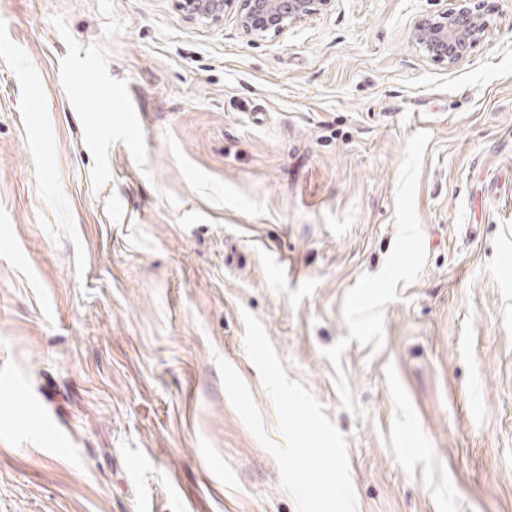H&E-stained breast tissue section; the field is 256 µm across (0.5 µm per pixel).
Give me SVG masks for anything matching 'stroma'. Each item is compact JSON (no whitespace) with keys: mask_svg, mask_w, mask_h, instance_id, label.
Masks as SVG:
<instances>
[{"mask_svg":"<svg viewBox=\"0 0 512 512\" xmlns=\"http://www.w3.org/2000/svg\"><path fill=\"white\" fill-rule=\"evenodd\" d=\"M486 5L451 68L409 39L438 0L258 44L173 0H0V512H298L247 313L356 512H512V0Z\"/></svg>","mask_w":512,"mask_h":512,"instance_id":"1","label":"stroma"}]
</instances>
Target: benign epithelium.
Wrapping results in <instances>:
<instances>
[{
  "instance_id": "obj_1",
  "label": "benign epithelium",
  "mask_w": 512,
  "mask_h": 512,
  "mask_svg": "<svg viewBox=\"0 0 512 512\" xmlns=\"http://www.w3.org/2000/svg\"><path fill=\"white\" fill-rule=\"evenodd\" d=\"M189 18L218 23L235 12L242 33L252 41L276 36L298 21L331 10L335 0H175ZM487 26L482 4L450 0V6L415 23L410 39L428 58L455 66L470 56Z\"/></svg>"
}]
</instances>
